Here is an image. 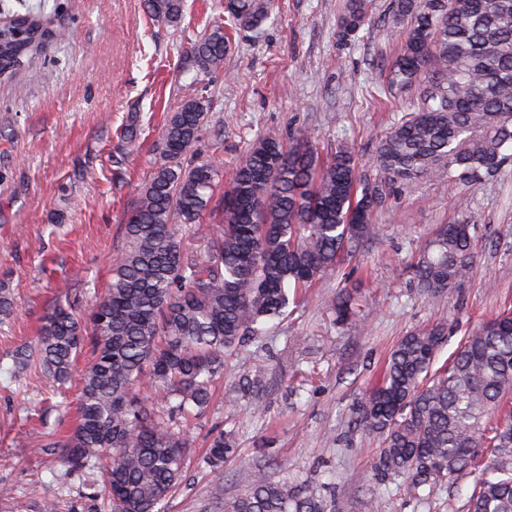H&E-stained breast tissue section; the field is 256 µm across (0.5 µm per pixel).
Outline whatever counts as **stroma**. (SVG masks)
Returning a JSON list of instances; mask_svg holds the SVG:
<instances>
[{
  "label": "stroma",
  "instance_id": "1",
  "mask_svg": "<svg viewBox=\"0 0 512 512\" xmlns=\"http://www.w3.org/2000/svg\"><path fill=\"white\" fill-rule=\"evenodd\" d=\"M261 38L239 29L224 72L211 84L209 122L199 147L232 169L267 129L286 143L308 138L319 153L347 148L361 177L378 175L379 139L408 117L416 91L386 90L400 51L391 0H371V21L352 44L336 40L342 0H276ZM38 11L69 33L21 73V87H0V280L15 301L0 324V512H42L45 485L57 512H109L92 498L99 475L70 471L58 446L76 421L78 388L66 395L40 370L14 368V354L34 342L68 278L77 313L100 301L109 258L123 244L124 216L159 159L167 109L193 89L180 67L185 40L151 22L144 0H0V17ZM143 117L136 142L120 133ZM465 200L475 226L476 263L452 292L424 294L417 259L439 225L456 220ZM375 234L293 307L272 332L249 338L224 357L212 406L183 431L190 442L185 478L164 512H223L247 487L255 465L272 459L271 479L318 487L336 512H448L465 502L471 480L437 489L417 508L406 484L379 493L371 465L377 440L355 429L352 410L382 374L391 349L408 333L448 326L446 361L483 321L512 308V162L474 187L424 178L402 186L375 219ZM358 303L354 320H336L341 290ZM265 374L244 382L255 365ZM233 432L238 451L223 468L200 459L218 432Z\"/></svg>",
  "mask_w": 512,
  "mask_h": 512
}]
</instances>
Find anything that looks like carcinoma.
<instances>
[{"mask_svg":"<svg viewBox=\"0 0 512 512\" xmlns=\"http://www.w3.org/2000/svg\"><path fill=\"white\" fill-rule=\"evenodd\" d=\"M146 8L177 29L187 4L146 0ZM368 8V0H344L338 40L357 39ZM223 10L224 20L182 50L197 93L170 109L161 160L125 214L106 297L86 318L58 300L31 353L15 360L23 370L36 359L61 389L78 377V421L62 459L73 471L103 466L93 496L112 512H162L184 479L190 447L172 419L208 409L224 351L267 334L303 290L371 239L378 207L399 186L432 177L473 186L512 159V0H392L402 46L388 86L418 90V102L380 139L379 176L362 182L347 151L323 156L306 139L288 146L276 130L224 174L222 159L197 149L204 93L231 48L224 21L259 38L274 0H232ZM0 29V85L67 38L41 12L1 19ZM199 233L207 246H190ZM473 242V225H442L417 262L419 287H461L474 266ZM334 310L350 319L353 295H338ZM447 335L437 324L404 336L355 409L354 427L379 441L378 485L400 478L422 501L427 490L471 477L466 512H512V421L484 425L512 393V315L484 322L436 369ZM86 346L92 358L79 368ZM236 452L233 434L221 431L202 461L217 469ZM267 469L255 468L224 512H336L320 489L274 481Z\"/></svg>","mask_w":512,"mask_h":512,"instance_id":"1","label":"carcinoma"}]
</instances>
